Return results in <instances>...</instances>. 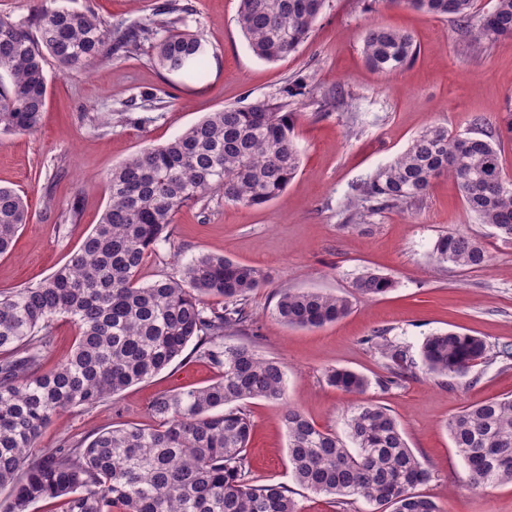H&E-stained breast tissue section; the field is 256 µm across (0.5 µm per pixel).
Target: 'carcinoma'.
Returning a JSON list of instances; mask_svg holds the SVG:
<instances>
[{
    "label": "carcinoma",
    "instance_id": "cac0c4a2",
    "mask_svg": "<svg viewBox=\"0 0 512 512\" xmlns=\"http://www.w3.org/2000/svg\"><path fill=\"white\" fill-rule=\"evenodd\" d=\"M389 5L452 18L469 27L473 0H385ZM326 0H240L237 23L249 49L278 61L303 43ZM188 7L166 0L146 22L110 30L92 10L43 7L26 21L0 14V131L32 134L42 122L48 96L45 65L53 58L64 74H82L112 57L116 48L136 54L148 48L170 79L207 78L213 48L178 24ZM512 36V0H496L473 37L481 47ZM419 49L402 32L375 27L363 42L366 63L384 74L411 64ZM286 90L279 102L258 100L207 113L169 142L147 147L112 168L108 203L99 223L71 259L34 286L0 292V512H34L55 500L60 512H300L293 491L259 484L248 461V399H285L280 362L247 343L226 344L228 332L250 321L247 297L266 283L256 267L222 255L203 254L180 277L144 284V255L169 238V226L185 205L211 193L244 207L276 199L298 173V113ZM500 133L476 129L451 135L433 125L419 132L393 162L356 188L348 206L374 202L382 208L423 198L432 181L454 179L468 212L512 242V180L505 178ZM28 221L26 200L0 186V254L10 250ZM439 263L483 268L485 246L466 234L441 235L433 247ZM395 282L363 271L353 288L366 297ZM276 314L289 326L320 328L345 318L348 297L315 289L276 292ZM223 303L214 308L210 300ZM60 316L78 329L71 352L52 369L42 356ZM199 359L219 370L207 386L163 393L150 405L154 425L124 424L89 443L35 452L42 431L67 408H94L126 388L169 368L189 343ZM366 343L391 362L384 384H396L411 367L406 351L382 333ZM512 360V345L491 351L482 337L438 332L422 345L425 371L460 378L480 361ZM330 386L361 395L368 379L329 366ZM288 460L297 485L333 495L348 505L359 498L371 512H440L415 489L432 478L385 406L359 400L345 420L346 437L286 407ZM474 486L512 483V398L468 406L448 420Z\"/></svg>",
    "mask_w": 512,
    "mask_h": 512
}]
</instances>
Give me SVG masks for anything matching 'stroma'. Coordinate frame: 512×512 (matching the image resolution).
I'll return each instance as SVG.
<instances>
[{
    "label": "stroma",
    "instance_id": "35a3bbf8",
    "mask_svg": "<svg viewBox=\"0 0 512 512\" xmlns=\"http://www.w3.org/2000/svg\"><path fill=\"white\" fill-rule=\"evenodd\" d=\"M162 0H61L92 7L112 25L148 18ZM188 5L183 28L209 42L216 56L206 81L171 83L147 53H118L92 74L65 75L45 66L48 100L32 134L0 133V185L26 198L30 220L9 254L0 256V291L37 284L66 263L98 224L107 203L105 177L149 145H162L205 113L257 100L277 101L288 84L303 82L309 96L296 97L297 176L261 208L225 202L222 194L184 206L168 241L145 255L142 277L152 282L179 276L203 254H220L263 270L268 282L252 293L247 334L265 357L279 361L286 400L315 425L343 433L353 395L326 383L323 371L345 367L366 376V400L389 408L432 479L418 491L441 512H512V484H470L463 456L446 424L467 405L512 395V363L475 366L464 378H437L412 368L398 384L382 386L387 361L366 343L386 331L418 358L431 333L461 327L485 337L490 347L512 344V242L492 226L476 223L457 184L432 182L415 204L383 208L355 218L347 199L352 185L369 179L433 124L465 133L474 125L496 126L512 97V39L476 48L472 32L448 18L384 0H329L308 38L287 57L266 62L249 49L237 25L239 0H181ZM373 26L409 33L420 48L416 60L390 77L369 68L362 54ZM340 92L323 111L322 97ZM466 233L480 240L489 262L465 270L434 260L438 236ZM366 269L396 283L387 294L367 298L354 281ZM282 288H314L343 294L351 313L320 329L291 328L275 315ZM217 368L195 356L173 363L92 409L70 408L46 428L39 448L91 441L120 424H151L149 406L163 392L203 387ZM252 423L247 454L261 483L294 489L302 512H367L357 501L342 505L329 495L297 487L288 464L282 406L245 401Z\"/></svg>",
    "mask_w": 512,
    "mask_h": 512
}]
</instances>
